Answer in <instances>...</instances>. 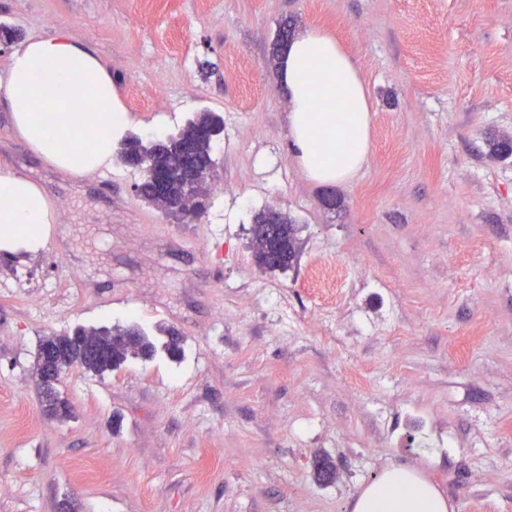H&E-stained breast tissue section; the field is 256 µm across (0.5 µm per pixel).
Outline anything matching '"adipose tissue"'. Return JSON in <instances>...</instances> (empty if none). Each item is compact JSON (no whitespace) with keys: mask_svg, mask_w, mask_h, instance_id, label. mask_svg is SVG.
I'll use <instances>...</instances> for the list:
<instances>
[{"mask_svg":"<svg viewBox=\"0 0 512 512\" xmlns=\"http://www.w3.org/2000/svg\"><path fill=\"white\" fill-rule=\"evenodd\" d=\"M279 75L289 97L290 148L317 184L352 180L371 146L368 90L336 37L308 28L291 40ZM0 91L32 150L56 169L81 176L112 160L130 119L101 58L62 32L29 38L11 56ZM52 111H44V104ZM52 219L48 192L32 180L0 174V253L38 252ZM448 495L415 467L392 466L363 484L351 512H450Z\"/></svg>","mask_w":512,"mask_h":512,"instance_id":"adipose-tissue-1","label":"adipose tissue"}]
</instances>
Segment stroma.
I'll return each instance as SVG.
<instances>
[{
    "instance_id": "35a3bbf8",
    "label": "stroma",
    "mask_w": 512,
    "mask_h": 512,
    "mask_svg": "<svg viewBox=\"0 0 512 512\" xmlns=\"http://www.w3.org/2000/svg\"><path fill=\"white\" fill-rule=\"evenodd\" d=\"M289 20L365 79L371 148L347 184H313L288 149L271 55ZM1 25L0 76L30 37L69 32L144 139L219 114L224 190L179 223L120 158L51 167L0 103V172L49 186L54 214L38 253L0 255V512H350L390 464L453 512H512V157L487 148L512 138V0H0ZM269 208L301 229L294 268L254 262ZM324 255L353 287L311 278ZM133 324L154 356L71 368L73 418L46 417L42 338Z\"/></svg>"
}]
</instances>
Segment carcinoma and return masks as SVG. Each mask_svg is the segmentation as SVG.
Wrapping results in <instances>:
<instances>
[{"mask_svg": "<svg viewBox=\"0 0 512 512\" xmlns=\"http://www.w3.org/2000/svg\"><path fill=\"white\" fill-rule=\"evenodd\" d=\"M293 23L280 26L274 43L272 58L276 59L284 52L292 37ZM223 125L221 118L212 112H199L189 120L175 135L158 140L154 152L156 177L144 179L138 185V196L161 211H167L175 201L189 193L198 178L215 167L213 158V138L210 129ZM192 140L198 149L193 167L188 168L183 162L182 146ZM489 154L500 158L512 155V139L501 137L487 141ZM147 145L139 137H128L121 143L122 160L129 166L136 163L145 154ZM281 223H270V211H262L254 218L252 240L255 264L265 270L290 269L298 263L300 255L298 227L287 215L280 216ZM75 339L68 342L70 356L83 358L82 367L96 375L119 368L130 355L150 358L155 352L154 343L145 332L136 326L125 328H99L73 332ZM93 340L97 355L85 356L87 340ZM44 410L56 417L70 408L69 401L60 398L56 388L43 393Z\"/></svg>", "mask_w": 512, "mask_h": 512, "instance_id": "carcinoma-1", "label": "carcinoma"}]
</instances>
